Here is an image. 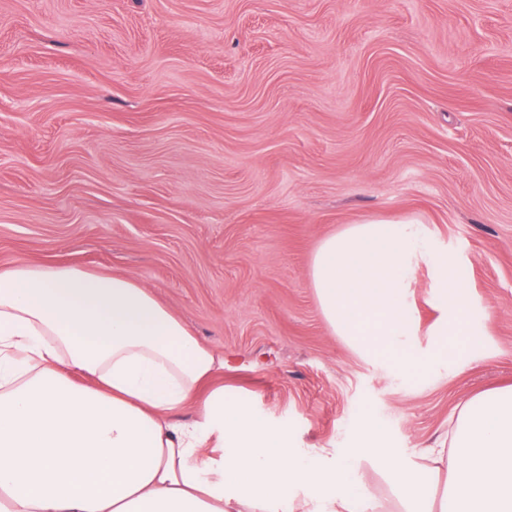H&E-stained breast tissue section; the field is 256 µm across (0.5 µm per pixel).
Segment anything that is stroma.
<instances>
[{
	"instance_id": "stroma-1",
	"label": "stroma",
	"mask_w": 512,
	"mask_h": 512,
	"mask_svg": "<svg viewBox=\"0 0 512 512\" xmlns=\"http://www.w3.org/2000/svg\"><path fill=\"white\" fill-rule=\"evenodd\" d=\"M413 216L468 270L474 340L406 368L335 335L319 241ZM119 273L229 359L290 443L403 457L512 384V0H0V270Z\"/></svg>"
}]
</instances>
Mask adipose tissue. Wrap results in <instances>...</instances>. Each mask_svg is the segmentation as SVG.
<instances>
[{"mask_svg":"<svg viewBox=\"0 0 512 512\" xmlns=\"http://www.w3.org/2000/svg\"><path fill=\"white\" fill-rule=\"evenodd\" d=\"M423 267L443 356L468 333L467 270L416 219L368 218L328 235L309 277L327 325L380 357L419 334L411 296ZM223 368V355L123 275L24 262L0 271V512H379L355 480L367 459L402 512H512V386L465 400L410 464L371 422L362 447L299 452L208 388Z\"/></svg>","mask_w":512,"mask_h":512,"instance_id":"ef3b65f1","label":"adipose tissue"}]
</instances>
